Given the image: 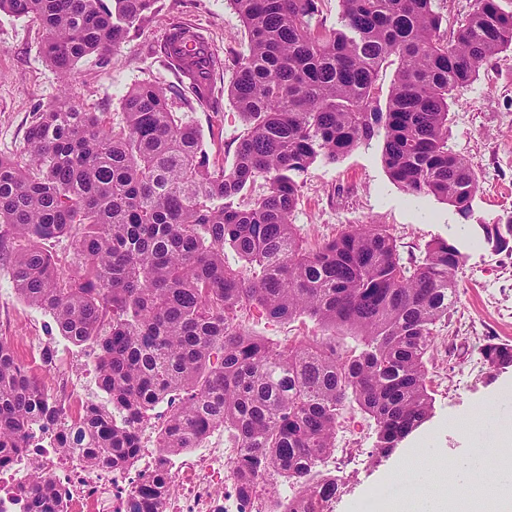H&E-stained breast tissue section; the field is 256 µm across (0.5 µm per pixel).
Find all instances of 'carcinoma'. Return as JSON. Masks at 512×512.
Returning a JSON list of instances; mask_svg holds the SVG:
<instances>
[{
    "label": "carcinoma",
    "instance_id": "1",
    "mask_svg": "<svg viewBox=\"0 0 512 512\" xmlns=\"http://www.w3.org/2000/svg\"><path fill=\"white\" fill-rule=\"evenodd\" d=\"M158 2L0 0V14L38 21L43 53L66 81L82 58H103L154 22ZM228 3L246 53L229 45L217 55L172 15L159 54L176 83L131 87L121 123L67 96L32 114L20 155L0 156V259L12 262L23 301L97 351L112 410L85 403L77 441L90 467L132 468L139 428L164 403L162 461L222 428L241 448V493L276 473L299 498L274 497L269 512H316L309 504L336 495V480L317 467L336 447L346 407L374 421L380 458L430 418L428 352L454 306L463 255L440 239L405 259L376 224L308 249L293 224L303 176L381 132L392 182L470 214L480 183L474 164L448 148L449 106L512 49V13L475 0L450 28L435 0H340L339 24L329 26L322 0ZM387 64L396 69L382 106ZM227 70L245 129L232 164L216 168L178 110L212 105ZM482 229L493 250L512 252V213ZM63 236L75 241V275L46 249ZM227 245L242 266L226 263ZM242 309L272 322L308 318L325 334L281 344L250 332ZM482 354L491 368L512 366V344L489 342ZM60 425L46 384L0 339V469L29 451L35 432ZM169 482L163 468L144 479L131 512H160ZM19 493L26 512H56L39 469Z\"/></svg>",
    "mask_w": 512,
    "mask_h": 512
}]
</instances>
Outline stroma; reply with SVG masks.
I'll list each match as a JSON object with an SVG mask.
<instances>
[{"label": "stroma", "instance_id": "1", "mask_svg": "<svg viewBox=\"0 0 512 512\" xmlns=\"http://www.w3.org/2000/svg\"><path fill=\"white\" fill-rule=\"evenodd\" d=\"M164 14L199 25L216 54L227 45L244 48L243 27L225 0H161ZM164 22L129 38L107 60L88 56L62 82L42 51V32L28 17L0 15V156L19 155L33 112L68 95L87 111L121 120L125 92L142 82L168 84L174 76L158 52ZM214 107H198L187 117L199 129L212 164L232 160L244 125L227 95ZM381 138H373L334 164L315 163L304 177L294 213L298 235L310 248L359 224H378L394 237L402 256L419 254L439 238L464 256L457 274V302L448 322L434 333L428 385L435 398L432 418L399 443L386 459L360 469L336 494V512H358L359 502L380 493L383 503L413 512L431 492L434 470L446 471L448 499L459 503L480 470L482 490L512 472V456L499 445L512 433V366L474 373L470 365L486 343L512 325V253L483 243L482 225L512 212V50L484 64L477 79L450 108L448 146L473 161L480 191L470 216L432 197L415 198L389 178L381 162ZM0 336L32 372L40 371V350L29 345L44 337L49 348L92 368L91 345L60 336L52 317L26 304L15 292L12 266L0 262Z\"/></svg>", "mask_w": 512, "mask_h": 512}]
</instances>
